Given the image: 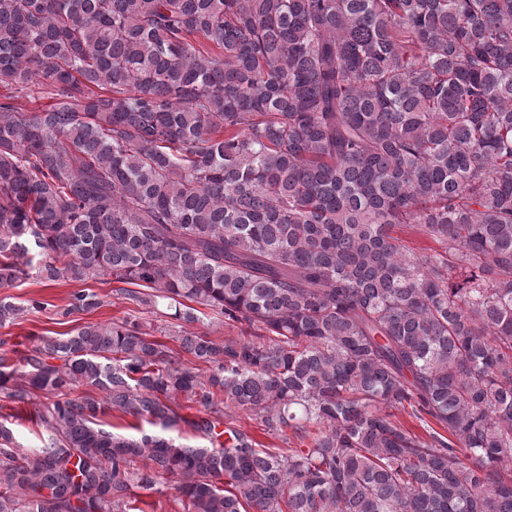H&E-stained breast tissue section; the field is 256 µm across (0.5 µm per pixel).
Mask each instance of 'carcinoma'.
<instances>
[{
    "mask_svg": "<svg viewBox=\"0 0 512 512\" xmlns=\"http://www.w3.org/2000/svg\"><path fill=\"white\" fill-rule=\"evenodd\" d=\"M27 267L257 333L1 352L45 435L0 425V512H144L171 477L184 512H512V0H0V288ZM229 405L311 446L219 432ZM102 428L116 433L128 436H140L142 433H151L160 431L159 427H155L143 418H135L130 415L121 416L118 413L108 412L104 416H100Z\"/></svg>",
    "mask_w": 512,
    "mask_h": 512,
    "instance_id": "carcinoma-1",
    "label": "carcinoma"
}]
</instances>
